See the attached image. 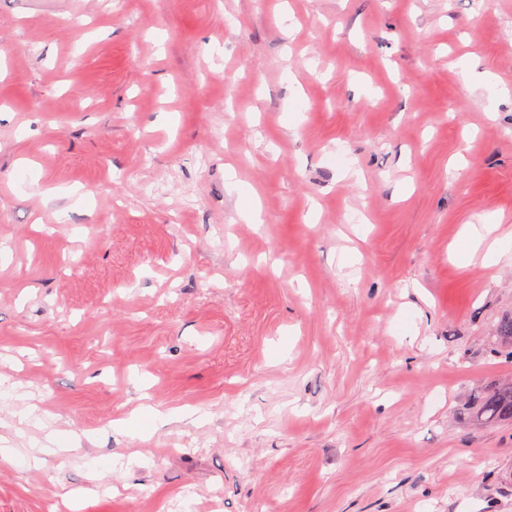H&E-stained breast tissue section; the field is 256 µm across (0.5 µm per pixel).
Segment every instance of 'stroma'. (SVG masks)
<instances>
[{"instance_id":"obj_1","label":"stroma","mask_w":512,"mask_h":512,"mask_svg":"<svg viewBox=\"0 0 512 512\" xmlns=\"http://www.w3.org/2000/svg\"><path fill=\"white\" fill-rule=\"evenodd\" d=\"M493 217L512 0H0V512H512ZM497 227L498 225L494 220L485 221L484 224L466 225L465 237L472 255L480 250L483 243L494 234ZM465 409L473 424L512 425V381L475 391L466 401ZM140 415H148L151 420L150 430H156L159 427H163L170 422L175 420H184L192 418L195 415L193 411L181 410V409H165L157 408L155 406H145L139 410Z\"/></svg>"}]
</instances>
